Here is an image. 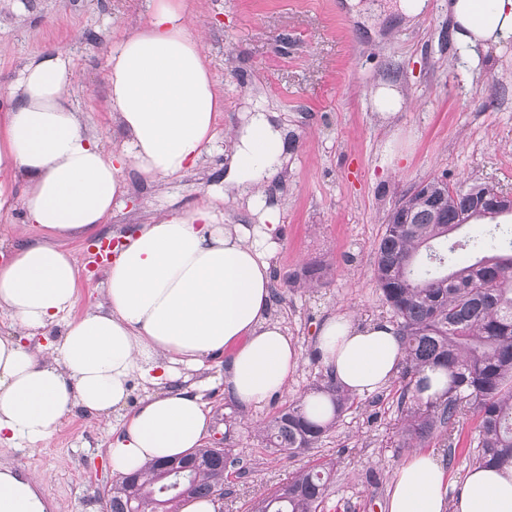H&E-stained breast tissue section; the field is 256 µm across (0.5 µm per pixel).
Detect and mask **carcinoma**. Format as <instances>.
Returning a JSON list of instances; mask_svg holds the SVG:
<instances>
[{
    "label": "carcinoma",
    "instance_id": "1",
    "mask_svg": "<svg viewBox=\"0 0 512 512\" xmlns=\"http://www.w3.org/2000/svg\"><path fill=\"white\" fill-rule=\"evenodd\" d=\"M387 216L375 251L374 277L396 324L403 351L406 388L413 403L404 418L411 440L419 443L454 428L465 411L480 421L476 462L512 461V237L499 225L466 240L449 235L473 221L512 213L508 197L472 185L465 194L442 178L428 180L424 191L410 193ZM467 250V264L453 255ZM428 368L448 373V390L423 398ZM332 406L326 421L310 418L303 401L282 408L264 427L268 445L295 455L309 450L351 409L354 398L333 378L316 387ZM234 463L230 449L198 448L190 456L186 486L162 494V465L140 477H122L106 491L105 512H176L181 497L224 494V472ZM330 468L323 465L292 478L283 491L258 502L254 512H317Z\"/></svg>",
    "mask_w": 512,
    "mask_h": 512
}]
</instances>
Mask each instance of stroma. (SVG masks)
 I'll return each mask as SVG.
<instances>
[{
    "instance_id": "35a3bbf8",
    "label": "stroma",
    "mask_w": 512,
    "mask_h": 512,
    "mask_svg": "<svg viewBox=\"0 0 512 512\" xmlns=\"http://www.w3.org/2000/svg\"><path fill=\"white\" fill-rule=\"evenodd\" d=\"M378 2V12L363 15L346 0H188L190 32L203 36L224 99L209 153L199 167L161 182L129 174L124 203L104 224L56 241L82 273L77 308L85 310L105 280L104 267L85 259L94 240L124 239L153 213L191 207L223 185L230 165L224 134L242 113L261 108L287 129L288 161L271 185L285 200L271 261L273 317L296 340L301 358L287 390L265 401L239 404L220 384L205 391V444L224 443L237 459L220 512H252L297 472L328 462L333 469L319 512H386L397 469L410 454L432 450L442 458L452 499L476 464V415L460 417L451 439L407 441L400 375L356 396L316 448L290 455L268 447L260 431L326 379L314 341L329 314L391 320L374 281L375 248L403 195L435 176L454 187L485 184L512 194V39L475 55L456 42L442 0H430L411 25L395 14L396 0ZM149 19V0H0V117L25 59L54 47L75 65L74 108L100 146L111 149L108 54L127 29ZM382 82L404 100L385 119L370 101ZM308 265L324 267L322 285L295 284ZM112 425L75 408L47 442H2L0 458L20 472L45 475L54 512H103L100 498L116 480L107 454Z\"/></svg>"
}]
</instances>
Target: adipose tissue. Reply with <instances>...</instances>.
<instances>
[{
    "label": "adipose tissue",
    "instance_id": "adipose-tissue-1",
    "mask_svg": "<svg viewBox=\"0 0 512 512\" xmlns=\"http://www.w3.org/2000/svg\"><path fill=\"white\" fill-rule=\"evenodd\" d=\"M456 41L486 49L512 38V0H448ZM187 0H151L146 26L127 30L108 59L109 105L120 139L104 150L82 124L68 88L73 64L47 48L28 56L0 122V212L21 206L46 243H20L0 264V308L25 334L0 336V435L35 447L79 406L119 414L108 454L121 474L201 447L210 409L196 388L132 400L130 381H173L231 348L224 390L251 404L284 391L300 350L270 313L272 232L278 207L256 186L281 166L284 135L261 111L233 133L228 180L248 194L256 224H228L220 197L161 214L127 235L105 272L101 303L76 314L79 269L53 241L94 231L126 194L125 174L169 179L195 168L214 140L224 100L207 52L189 32ZM23 193H16V184ZM59 327V338L32 345ZM315 350L350 393L386 387L403 360L391 324L338 314L320 326ZM436 454L398 468L388 512H512V465H478L456 500ZM41 479L0 471V512H45Z\"/></svg>",
    "mask_w": 512,
    "mask_h": 512
}]
</instances>
